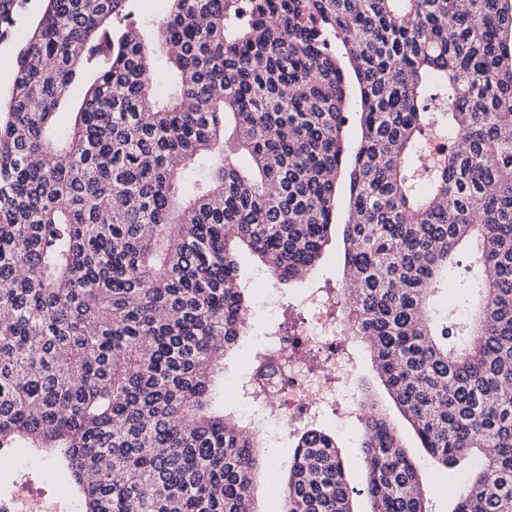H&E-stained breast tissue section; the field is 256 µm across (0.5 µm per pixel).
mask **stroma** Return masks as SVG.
I'll list each match as a JSON object with an SVG mask.
<instances>
[{
    "label": "stroma",
    "instance_id": "1",
    "mask_svg": "<svg viewBox=\"0 0 512 512\" xmlns=\"http://www.w3.org/2000/svg\"><path fill=\"white\" fill-rule=\"evenodd\" d=\"M343 252L341 236L331 237L320 263L304 278L291 283L287 288L278 290L277 295L281 300L282 309L275 315L265 313L260 307L259 300L263 288L259 280L260 268L250 253L241 252L240 277L250 286L252 329L250 336L245 337L228 357L224 365L225 379L234 381L239 387L245 385L247 378L241 366L245 360L252 358L257 337L298 324L302 318L299 303L308 289H324L329 292L335 302H342ZM345 346L356 357V370L351 378L353 388L358 391L365 387L370 388L379 408L387 415L397 431L404 448L420 463L426 476L425 490L433 512H452L455 499L450 491L463 483L464 473L438 467L421 448L412 428L403 419L380 383L364 343L353 337L346 341ZM316 424L336 437L347 480L355 491L352 498L354 512H370L371 502L364 491L366 462L361 450L363 430L359 414H352L343 422L337 417L325 415L319 417ZM295 443L296 435L292 432L276 442H265L268 463L254 482L252 489L253 506L256 512H284L280 491L288 474V465ZM30 469H38L52 475L54 462L51 457L44 455L20 454L13 468L0 470V486L4 488L9 486L16 491L23 489L33 498L47 500L52 506L51 512H77L74 502L67 496V487L62 480L55 479L50 485L18 483L16 480L18 472Z\"/></svg>",
    "mask_w": 512,
    "mask_h": 512
}]
</instances>
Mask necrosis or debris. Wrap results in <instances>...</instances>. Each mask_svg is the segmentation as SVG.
Wrapping results in <instances>:
<instances>
[{"label":"necrosis or debris","mask_w":512,"mask_h":512,"mask_svg":"<svg viewBox=\"0 0 512 512\" xmlns=\"http://www.w3.org/2000/svg\"><path fill=\"white\" fill-rule=\"evenodd\" d=\"M307 313L304 327L291 334H268L257 344V361L251 362L247 377L278 403L280 411L272 415L263 406L250 403L245 411L248 424L258 428L290 429L300 418L315 419L328 411L350 409L356 395L350 385L355 362L340 355L325 367L312 368L300 354L301 349L320 350L335 346L345 333L336 321L332 302L319 288L309 289L301 302Z\"/></svg>","instance_id":"obj_1"}]
</instances>
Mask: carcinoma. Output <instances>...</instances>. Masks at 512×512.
<instances>
[{"mask_svg":"<svg viewBox=\"0 0 512 512\" xmlns=\"http://www.w3.org/2000/svg\"><path fill=\"white\" fill-rule=\"evenodd\" d=\"M28 2L0 0V46ZM39 2L0 96V460L56 454L80 512H254L257 430L214 408L249 327L237 250L303 278L345 176L349 329L421 447L471 460L452 512H512V0H169V98L133 0ZM463 246L473 327L429 309ZM361 406L371 512H432ZM351 493L336 439L305 425L285 512H353ZM92 78L89 71H82L81 74L72 83L71 90L66 98L60 101L58 112H75L82 99L83 88Z\"/></svg>","mask_w":512,"mask_h":512,"instance_id":"1","label":"carcinoma"}]
</instances>
